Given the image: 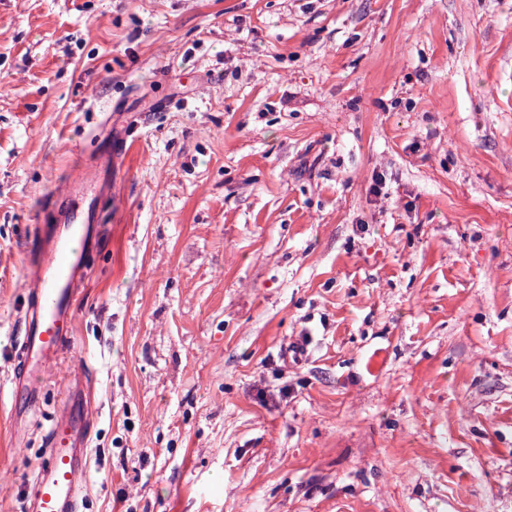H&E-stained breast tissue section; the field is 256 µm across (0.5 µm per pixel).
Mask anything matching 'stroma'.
I'll list each match as a JSON object with an SVG mask.
<instances>
[{"label": "stroma", "mask_w": 512, "mask_h": 512, "mask_svg": "<svg viewBox=\"0 0 512 512\" xmlns=\"http://www.w3.org/2000/svg\"><path fill=\"white\" fill-rule=\"evenodd\" d=\"M108 132L26 408L31 242ZM74 372L81 512H512V0H0V512Z\"/></svg>", "instance_id": "obj_1"}]
</instances>
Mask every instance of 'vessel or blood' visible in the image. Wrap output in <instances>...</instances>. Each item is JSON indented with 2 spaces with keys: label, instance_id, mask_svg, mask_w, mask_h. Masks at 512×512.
I'll list each match as a JSON object with an SVG mask.
<instances>
[{
  "label": "vessel or blood",
  "instance_id": "1",
  "mask_svg": "<svg viewBox=\"0 0 512 512\" xmlns=\"http://www.w3.org/2000/svg\"><path fill=\"white\" fill-rule=\"evenodd\" d=\"M112 189V149L78 161L55 193L56 221L62 231L37 237L35 257L24 288L28 300L21 368L12 379L15 398L37 402L36 381L54 368L72 344L77 321L78 287L86 276L89 226L97 204ZM92 410L79 392H71L60 418L47 434L48 453L37 471L28 512H78L86 473L87 442L76 429L86 428Z\"/></svg>",
  "mask_w": 512,
  "mask_h": 512
}]
</instances>
